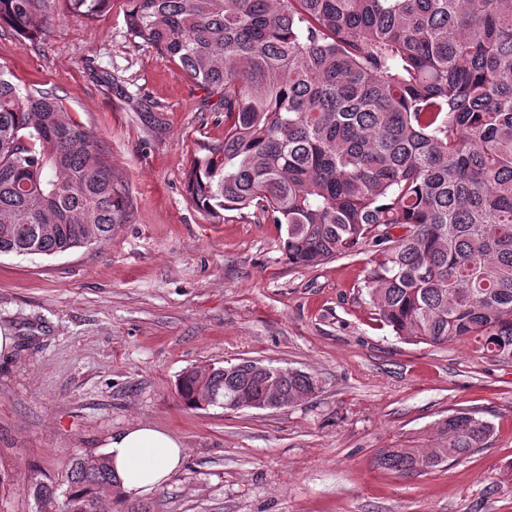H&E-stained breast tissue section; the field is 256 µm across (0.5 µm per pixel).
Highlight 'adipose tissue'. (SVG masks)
Listing matches in <instances>:
<instances>
[{
  "label": "adipose tissue",
  "instance_id": "1",
  "mask_svg": "<svg viewBox=\"0 0 512 512\" xmlns=\"http://www.w3.org/2000/svg\"><path fill=\"white\" fill-rule=\"evenodd\" d=\"M103 452L120 480V494L136 499L164 486L184 460L177 437L151 424L137 423L112 432Z\"/></svg>",
  "mask_w": 512,
  "mask_h": 512
}]
</instances>
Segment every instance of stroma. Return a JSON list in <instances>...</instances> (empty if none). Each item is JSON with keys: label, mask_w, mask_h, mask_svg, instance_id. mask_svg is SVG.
Wrapping results in <instances>:
<instances>
[{"label": "stroma", "mask_w": 512, "mask_h": 512, "mask_svg": "<svg viewBox=\"0 0 512 512\" xmlns=\"http://www.w3.org/2000/svg\"><path fill=\"white\" fill-rule=\"evenodd\" d=\"M127 0L88 21L42 0L45 34L0 28V68L49 90L122 180L126 221L107 243L0 255V512H36L35 481L59 497L75 457L150 423L178 437L183 467L110 512H512V362L474 343L406 341L363 286L366 254L295 268L278 225L252 211L209 223L186 193L188 160L224 139L217 97L151 44L131 39ZM258 359L309 373L318 393L278 409H194L187 370ZM490 422L469 459L410 476L379 449L426 447L443 416Z\"/></svg>", "instance_id": "1"}]
</instances>
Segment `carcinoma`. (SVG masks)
Returning a JSON list of instances; mask_svg holds the SVG:
<instances>
[{"mask_svg":"<svg viewBox=\"0 0 512 512\" xmlns=\"http://www.w3.org/2000/svg\"><path fill=\"white\" fill-rule=\"evenodd\" d=\"M41 0H0L32 37ZM87 20L112 0H63ZM129 35L216 93L224 141L192 158L187 193L208 220L254 209L285 227L288 264L313 268L372 241L363 288L409 341L469 339L512 355V0H128ZM127 215L106 155L47 92L0 70V254L102 245ZM311 375L249 362L187 370L196 409L314 395ZM492 425L442 418L427 448H382L398 474L459 462ZM62 512H108L117 479L77 459Z\"/></svg>","mask_w":512,"mask_h":512,"instance_id":"obj_1","label":"carcinoma"}]
</instances>
